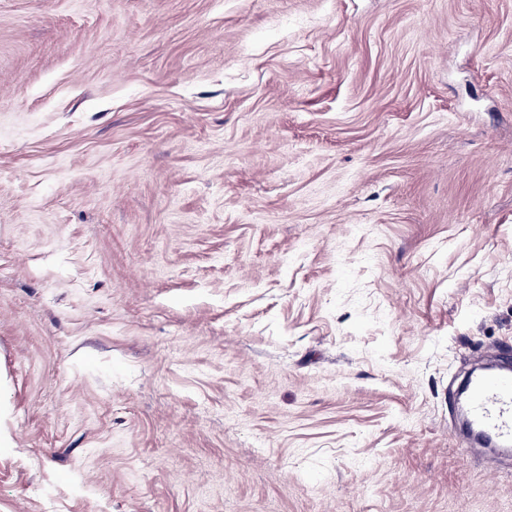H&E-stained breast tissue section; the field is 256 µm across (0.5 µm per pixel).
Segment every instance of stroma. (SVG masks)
<instances>
[{
    "label": "stroma",
    "mask_w": 512,
    "mask_h": 512,
    "mask_svg": "<svg viewBox=\"0 0 512 512\" xmlns=\"http://www.w3.org/2000/svg\"><path fill=\"white\" fill-rule=\"evenodd\" d=\"M512 0H0V512H512ZM463 427L460 430L466 452L473 446L512 451V367L498 364L472 373L465 382ZM469 427L474 432L469 430Z\"/></svg>",
    "instance_id": "stroma-1"
}]
</instances>
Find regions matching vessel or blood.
<instances>
[{
  "mask_svg": "<svg viewBox=\"0 0 512 512\" xmlns=\"http://www.w3.org/2000/svg\"><path fill=\"white\" fill-rule=\"evenodd\" d=\"M464 449L474 446L512 452V366L499 364L471 374L465 382Z\"/></svg>",
  "mask_w": 512,
  "mask_h": 512,
  "instance_id": "vessel-or-blood-1",
  "label": "vessel or blood"
}]
</instances>
